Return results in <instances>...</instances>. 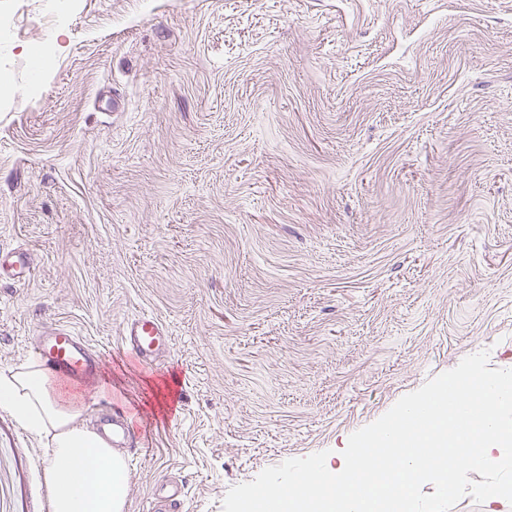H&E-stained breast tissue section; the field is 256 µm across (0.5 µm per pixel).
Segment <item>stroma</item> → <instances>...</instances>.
Segmentation results:
<instances>
[{
	"instance_id": "obj_1",
	"label": "stroma",
	"mask_w": 512,
	"mask_h": 512,
	"mask_svg": "<svg viewBox=\"0 0 512 512\" xmlns=\"http://www.w3.org/2000/svg\"><path fill=\"white\" fill-rule=\"evenodd\" d=\"M0 0V370L64 325L125 512H223L488 351L512 369V0ZM49 63L33 78L32 52ZM172 332L153 367L120 332ZM0 411V512H47ZM10 272L12 276L21 278L31 275V267L29 266L26 256L21 252H7L1 250L0 253V272Z\"/></svg>"
}]
</instances>
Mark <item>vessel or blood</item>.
<instances>
[{"label":"vessel or blood","mask_w":512,"mask_h":512,"mask_svg":"<svg viewBox=\"0 0 512 512\" xmlns=\"http://www.w3.org/2000/svg\"><path fill=\"white\" fill-rule=\"evenodd\" d=\"M21 278L31 274L24 253H0V271ZM35 351L43 365L56 377L78 384L90 382L100 367L101 357L89 341L67 327L41 332ZM121 342L141 364L154 365L172 343L167 325L153 315L128 319L122 326Z\"/></svg>","instance_id":"obj_1"}]
</instances>
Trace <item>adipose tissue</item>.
Wrapping results in <instances>:
<instances>
[{
	"mask_svg": "<svg viewBox=\"0 0 512 512\" xmlns=\"http://www.w3.org/2000/svg\"><path fill=\"white\" fill-rule=\"evenodd\" d=\"M84 399L67 397L40 362L0 372V410L46 449L50 512H123L125 457L84 420Z\"/></svg>",
	"mask_w": 512,
	"mask_h": 512,
	"instance_id": "1",
	"label": "adipose tissue"
}]
</instances>
